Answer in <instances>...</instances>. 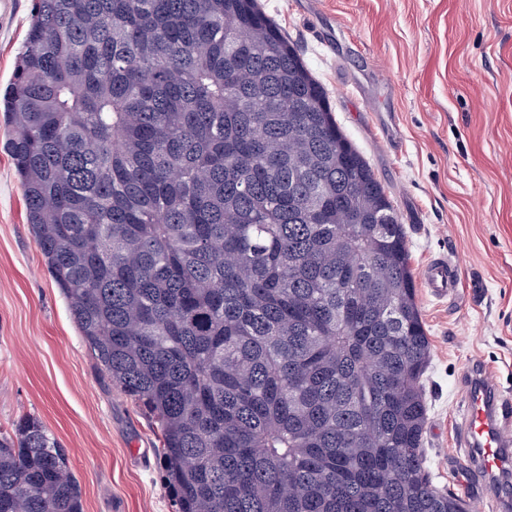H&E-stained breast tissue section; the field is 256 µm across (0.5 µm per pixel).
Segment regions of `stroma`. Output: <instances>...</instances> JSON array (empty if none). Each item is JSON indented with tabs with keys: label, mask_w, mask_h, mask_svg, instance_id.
<instances>
[{
	"label": "stroma",
	"mask_w": 512,
	"mask_h": 512,
	"mask_svg": "<svg viewBox=\"0 0 512 512\" xmlns=\"http://www.w3.org/2000/svg\"><path fill=\"white\" fill-rule=\"evenodd\" d=\"M33 0H0V86ZM326 90L407 232L413 274L450 254L461 286L417 288L432 355L427 462L438 487L501 512L456 473L473 367L512 400V0H261ZM39 418L66 448L83 512H173L148 419L100 379L0 148V428Z\"/></svg>",
	"instance_id": "1"
}]
</instances>
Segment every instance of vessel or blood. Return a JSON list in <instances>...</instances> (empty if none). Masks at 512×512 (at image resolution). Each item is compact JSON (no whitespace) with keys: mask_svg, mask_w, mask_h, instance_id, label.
I'll list each match as a JSON object with an SVG mask.
<instances>
[{"mask_svg":"<svg viewBox=\"0 0 512 512\" xmlns=\"http://www.w3.org/2000/svg\"><path fill=\"white\" fill-rule=\"evenodd\" d=\"M421 279L432 295L441 298L454 295L460 283L455 261L444 254L428 261ZM504 412V400L495 383L485 381L470 387L462 438L469 467L486 480L512 459V421Z\"/></svg>","mask_w":512,"mask_h":512,"instance_id":"1","label":"vessel or blood"}]
</instances>
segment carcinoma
I'll return each mask as SVG.
<instances>
[{
	"label": "carcinoma",
	"instance_id": "carcinoma-1",
	"mask_svg": "<svg viewBox=\"0 0 512 512\" xmlns=\"http://www.w3.org/2000/svg\"><path fill=\"white\" fill-rule=\"evenodd\" d=\"M0 120L175 512H466L426 463L405 227L259 0H35ZM0 512H83L35 416L0 429Z\"/></svg>",
	"mask_w": 512,
	"mask_h": 512
}]
</instances>
